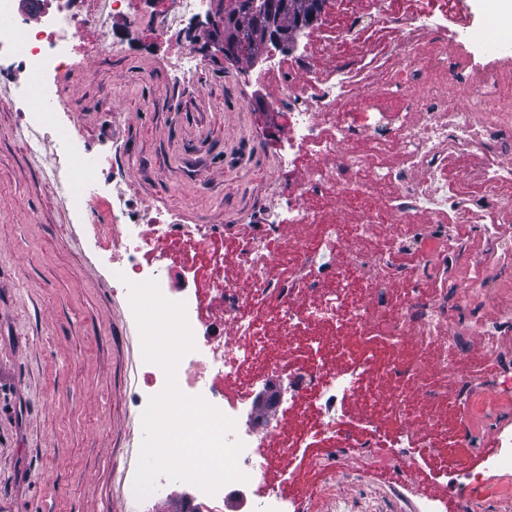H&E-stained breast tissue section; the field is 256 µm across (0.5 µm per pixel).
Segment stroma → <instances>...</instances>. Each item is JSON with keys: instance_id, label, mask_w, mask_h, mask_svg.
<instances>
[{"instance_id": "obj_1", "label": "stroma", "mask_w": 512, "mask_h": 512, "mask_svg": "<svg viewBox=\"0 0 512 512\" xmlns=\"http://www.w3.org/2000/svg\"><path fill=\"white\" fill-rule=\"evenodd\" d=\"M218 0L179 34L203 49L196 74L174 73L170 51L119 27L116 56L78 54L52 80L57 125L45 153L70 135L87 156L111 157L99 172L104 198L44 186L23 133L28 113L0 96V512H128L129 471L143 439L141 342L129 300L112 293V255L90 225L109 223L120 192L139 218L172 214L178 224H223L246 237L279 210L277 155L285 117L272 111L249 64L225 58ZM317 473L311 512L327 497L380 502L384 466L353 455ZM497 495L464 484L435 488L465 512H512V471L494 473Z\"/></svg>"}]
</instances>
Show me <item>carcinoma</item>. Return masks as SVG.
Masks as SVG:
<instances>
[{
    "label": "carcinoma",
    "mask_w": 512,
    "mask_h": 512,
    "mask_svg": "<svg viewBox=\"0 0 512 512\" xmlns=\"http://www.w3.org/2000/svg\"><path fill=\"white\" fill-rule=\"evenodd\" d=\"M317 0H241L234 24L233 43L236 59L250 62L265 45L259 30L274 22L275 28L293 34L300 23L315 18Z\"/></svg>",
    "instance_id": "1"
}]
</instances>
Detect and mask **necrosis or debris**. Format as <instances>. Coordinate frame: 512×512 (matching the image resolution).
Here are the masks:
<instances>
[{
	"mask_svg": "<svg viewBox=\"0 0 512 512\" xmlns=\"http://www.w3.org/2000/svg\"><path fill=\"white\" fill-rule=\"evenodd\" d=\"M200 0H0V80L21 67L47 77L66 67L78 40L101 53L118 54L115 33L125 24L159 42L197 16ZM458 19L464 49H448V18ZM299 51L276 46L258 51L253 79L274 86L272 109L288 117V140L279 152L287 202L271 223L239 246L235 287L224 276V227L173 224L157 214L152 234L131 218L123 202L112 206V221L91 225L104 250L120 254L114 293L124 280H156L170 301L184 303L195 348L180 361L184 392L203 397L237 427L244 448L238 465L247 482H233L209 495L197 487L187 494L201 512H300L302 500L269 485L263 464L250 450L256 433L242 422L253 414L258 385L288 384L289 404L300 413V430L281 437L287 458L307 438L323 440L325 467L353 448L377 456L411 474L425 452L442 459L438 475L463 478L484 490L491 471L512 469V435L481 468L462 466L457 449L472 444L478 421L512 403V351L499 340L512 335V305L494 319L484 316L493 296L512 287V46L479 42L466 20L464 0H325L305 30ZM480 43L492 67L475 64L467 47ZM380 71L377 84L365 72ZM36 130L28 137L41 158L48 188L74 183L95 200L99 166L67 142L64 157L42 155L52 111L37 109ZM318 226V235L288 246L281 225ZM405 226L389 248L354 252L336 261L342 242L366 239L376 225ZM472 224L481 252L455 239L454 227ZM178 240L184 265L206 264L207 284H171L170 240ZM409 250L419 262L399 267L396 254ZM293 258L288 278L277 270ZM441 282L436 295L422 288ZM409 285L398 298L397 283ZM234 327L226 338L225 327ZM298 345L304 359H274L270 336ZM484 341V354L497 366L495 379L458 374L451 385L427 383L429 356L448 341L459 360L470 354L469 338ZM414 336L416 353L406 356ZM385 337L391 355L375 367L358 348ZM388 396L384 414L374 406ZM362 401L365 416L353 419L351 399ZM428 407H460L466 424L413 428L417 402Z\"/></svg>",
	"mask_w": 512,
	"mask_h": 512,
	"instance_id": "obj_1",
	"label": "necrosis or debris"
}]
</instances>
